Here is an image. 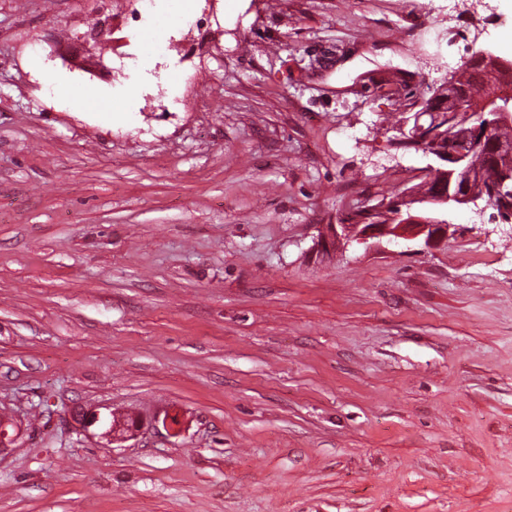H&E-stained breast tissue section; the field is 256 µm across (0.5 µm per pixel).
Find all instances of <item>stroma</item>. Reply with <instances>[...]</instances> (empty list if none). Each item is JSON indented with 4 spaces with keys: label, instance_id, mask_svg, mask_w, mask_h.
<instances>
[{
    "label": "stroma",
    "instance_id": "35a3bbf8",
    "mask_svg": "<svg viewBox=\"0 0 512 512\" xmlns=\"http://www.w3.org/2000/svg\"><path fill=\"white\" fill-rule=\"evenodd\" d=\"M459 2L179 0L165 27L139 0L91 82L65 62L91 0H0V512H512L493 208L436 248L319 245L425 181L390 127L474 45L512 56V0ZM149 37L193 49L133 73ZM78 406L143 428L84 435ZM47 82L57 94L77 104L86 105L98 98L97 92L92 89H72L52 76H48ZM139 422L134 418L122 419L114 412H110L108 427L100 433L101 438H111L112 443L126 441L137 435Z\"/></svg>",
    "mask_w": 512,
    "mask_h": 512
}]
</instances>
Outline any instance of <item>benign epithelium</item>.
Listing matches in <instances>:
<instances>
[{
  "mask_svg": "<svg viewBox=\"0 0 512 512\" xmlns=\"http://www.w3.org/2000/svg\"><path fill=\"white\" fill-rule=\"evenodd\" d=\"M482 66L498 80L512 79V61H508L492 48H485ZM499 94L487 97L480 108H475L464 98L448 93L450 112L433 111L423 106L413 113L409 126L399 129L397 144L413 148L432 159L427 165L429 176L435 183L434 190L427 195L407 191L392 203L381 201L364 208L365 214L374 215L389 208L395 210L386 224H338L336 238H346L358 243L371 239L393 236L405 241L421 240L428 248L440 246L448 237L453 224L448 222V212L477 201L497 208V217L504 224L512 223V147L490 138L491 131L501 125L512 123V110L498 107L488 112L486 108L495 103ZM453 124L471 125V136L458 141L453 149H443L439 143L443 128ZM487 144L488 157L498 170V180L490 192H480L473 186L474 173L468 160L472 146ZM77 426L84 432L92 427L108 423L101 437L114 442L126 441L137 435L139 422L134 418L122 419L115 413L105 418L95 409H78L73 413Z\"/></svg>",
  "mask_w": 512,
  "mask_h": 512,
  "instance_id": "1",
  "label": "benign epithelium"
}]
</instances>
